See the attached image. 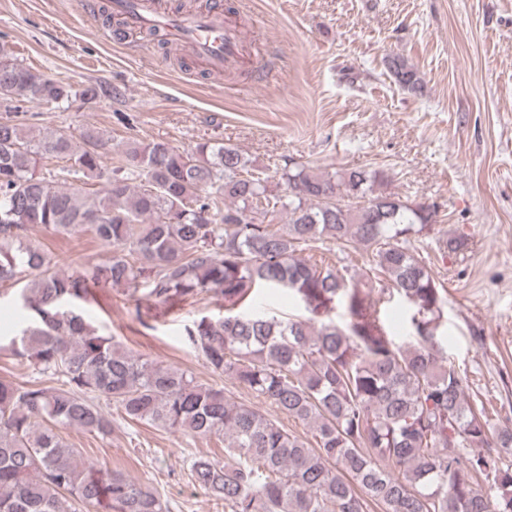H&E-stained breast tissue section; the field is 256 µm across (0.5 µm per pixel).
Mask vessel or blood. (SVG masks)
Listing matches in <instances>:
<instances>
[{
    "instance_id": "b4317fda",
    "label": "vessel or blood",
    "mask_w": 512,
    "mask_h": 512,
    "mask_svg": "<svg viewBox=\"0 0 512 512\" xmlns=\"http://www.w3.org/2000/svg\"><path fill=\"white\" fill-rule=\"evenodd\" d=\"M106 6L130 30L156 28L164 32L173 48L190 50L213 77H222L225 67L238 62L243 55V46L224 15L223 5L199 13L167 11L157 0H106Z\"/></svg>"
}]
</instances>
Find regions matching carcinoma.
I'll list each match as a JSON object with an SVG mask.
<instances>
[{
  "label": "carcinoma",
  "instance_id": "obj_1",
  "mask_svg": "<svg viewBox=\"0 0 512 512\" xmlns=\"http://www.w3.org/2000/svg\"><path fill=\"white\" fill-rule=\"evenodd\" d=\"M390 71L402 89H420L414 66L394 60ZM2 83L5 110L16 114L33 100L92 103L102 93L26 67L5 48ZM82 139L79 148L63 131L31 135L0 118V282L22 284L25 310L0 350L59 381L0 380V512H170L148 486L62 442L60 427L103 436L117 428L102 398L126 421L224 437V462L198 456L190 476L225 512H512V425L492 422L442 356V289L409 244L436 223L431 206L383 190L376 170L315 175L294 162L280 175L284 199L222 143L190 153L129 139L112 166L109 140L93 129ZM47 159L65 166L45 171ZM73 175L100 179L104 190L58 184ZM281 211L288 221L276 229L271 216ZM31 226L87 233L109 256L60 273L23 242ZM317 240L371 250L366 274H383L413 310V340L395 342L355 276L296 256ZM142 279L143 295L159 305L202 292L224 298V316L186 325L184 343L212 372L308 425L315 444L224 389L123 348L85 317L94 289L134 295ZM260 288L295 295L311 317L240 310ZM338 306L341 325L332 318Z\"/></svg>",
  "mask_w": 512,
  "mask_h": 512
}]
</instances>
